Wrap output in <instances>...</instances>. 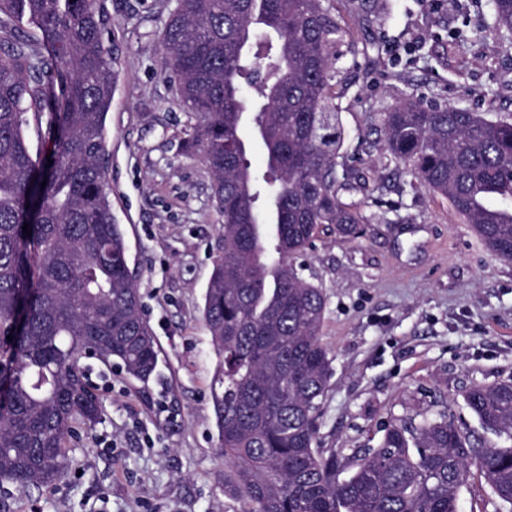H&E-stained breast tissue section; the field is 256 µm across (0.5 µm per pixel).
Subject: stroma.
<instances>
[{
  "label": "stroma",
  "mask_w": 512,
  "mask_h": 512,
  "mask_svg": "<svg viewBox=\"0 0 512 512\" xmlns=\"http://www.w3.org/2000/svg\"><path fill=\"white\" fill-rule=\"evenodd\" d=\"M120 63L105 163L142 309L161 349L163 385L140 392L91 365L103 420L74 444L47 491L7 488L6 512H244L224 489L210 397L216 356L201 318L223 216L212 176L184 148L192 121L161 74L174 0H100ZM362 52L336 88L344 203L362 234H319L300 259L322 289L321 341L332 357L317 444L340 461L378 447L385 424L438 409L495 443L464 406L474 385L512 380V264L499 261L448 204L412 185L382 148L380 114L414 97L512 120V33L489 29L490 0H331Z\"/></svg>",
  "instance_id": "1"
}]
</instances>
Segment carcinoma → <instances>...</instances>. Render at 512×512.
Wrapping results in <instances>:
<instances>
[{
	"mask_svg": "<svg viewBox=\"0 0 512 512\" xmlns=\"http://www.w3.org/2000/svg\"><path fill=\"white\" fill-rule=\"evenodd\" d=\"M491 6L512 32V0ZM106 30L98 0H0V485L21 490L63 480L72 441L101 420L82 359L142 392L160 376L104 163L119 71ZM344 45L359 52L329 0H176L164 25L162 69L195 119L185 148L224 218L203 304L224 487L245 512H459L475 466L512 506V380L464 394L490 447L440 411L393 419L342 481L315 449L326 298L296 260L320 231L354 239L363 222L340 196L355 189L338 173ZM29 112L46 126L35 152ZM380 122L382 148L512 263V122L413 97Z\"/></svg>",
	"mask_w": 512,
	"mask_h": 512,
	"instance_id": "carcinoma-1",
	"label": "carcinoma"
}]
</instances>
